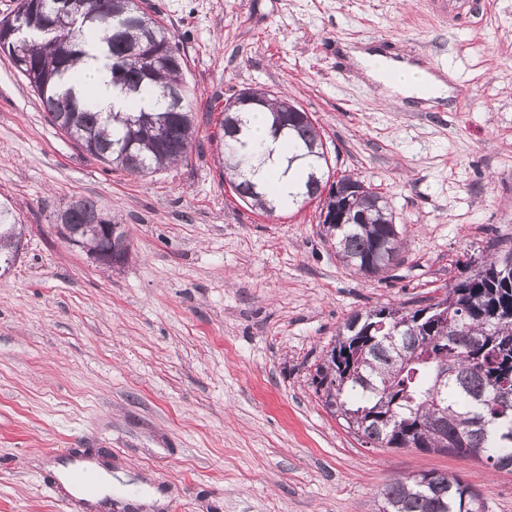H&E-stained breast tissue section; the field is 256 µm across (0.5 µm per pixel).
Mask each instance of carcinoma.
<instances>
[{"label":"carcinoma","mask_w":512,"mask_h":512,"mask_svg":"<svg viewBox=\"0 0 512 512\" xmlns=\"http://www.w3.org/2000/svg\"><path fill=\"white\" fill-rule=\"evenodd\" d=\"M52 0H19L14 19L52 33L30 44L13 45V19L0 21V50L7 53L39 97L51 123L99 161L133 175H146L187 158L195 133L194 115L182 78L184 61L172 34L140 10L134 0H82L85 21L48 8ZM103 44L113 86L152 98L155 106L132 105L128 112H102L93 98L79 97L76 65L82 46ZM141 59L127 56L129 41ZM180 93L170 107L167 93ZM265 112L270 136L291 146L287 166L303 164L306 177L294 205L320 197L330 181L327 151L319 129L288 98L264 93L259 105L224 113L223 167L238 196L272 213L267 188L253 179V154L246 136L247 114ZM164 128L165 139L152 130ZM340 180L358 188L343 219H324L325 241L342 265L356 274L380 276L391 269L404 246L398 225L382 196L351 175ZM368 214L358 223V215ZM63 238L87 253L126 256L131 242L124 225L87 198L64 210ZM112 226L102 241L95 228ZM22 238L11 206L0 202V258L15 260ZM448 320L428 303L408 309L383 305L348 317L312 378L329 414L365 443L381 448L482 456L495 470L512 466V249L490 256L443 294ZM455 374L438 384L441 371ZM377 512H488L482 494L458 477L420 472L393 479L379 492Z\"/></svg>","instance_id":"carcinoma-1"}]
</instances>
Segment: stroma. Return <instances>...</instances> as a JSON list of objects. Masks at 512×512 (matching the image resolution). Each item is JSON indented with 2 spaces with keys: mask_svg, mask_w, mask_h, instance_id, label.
Listing matches in <instances>:
<instances>
[{
  "mask_svg": "<svg viewBox=\"0 0 512 512\" xmlns=\"http://www.w3.org/2000/svg\"><path fill=\"white\" fill-rule=\"evenodd\" d=\"M136 2L185 62L197 137L175 166L96 160L0 52V200L26 226L0 270V512H61L63 448L100 456L104 492L165 494L140 512H376L381 488L422 471L512 512V471L362 443L312 384L351 314L439 296L512 248V0ZM351 46L447 71L448 97L387 101ZM244 88L292 94L332 173L383 195L404 240L386 277L339 263L320 200L272 216L241 201L218 153ZM81 198L129 231L122 266L58 232Z\"/></svg>",
  "mask_w": 512,
  "mask_h": 512,
  "instance_id": "35a3bbf8",
  "label": "stroma"
}]
</instances>
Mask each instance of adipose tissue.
<instances>
[{"label": "adipose tissue", "mask_w": 512, "mask_h": 512, "mask_svg": "<svg viewBox=\"0 0 512 512\" xmlns=\"http://www.w3.org/2000/svg\"><path fill=\"white\" fill-rule=\"evenodd\" d=\"M86 54L79 63L84 76L79 83V91L90 90L95 95L98 107L105 112L126 111L130 105L119 89L112 85L111 74L105 66L97 43L85 47ZM355 60L366 77L382 86L388 97L418 98L424 88H431L433 97H447L448 86L444 79L432 74L418 62H408L386 55L380 51L350 49ZM249 126L254 139L264 141L267 160L260 164L256 177L270 188L274 199H288L294 188L295 177L285 171L284 159L289 154L285 141H271L268 138V120L266 113L254 112L249 117Z\"/></svg>", "instance_id": "obj_1"}]
</instances>
